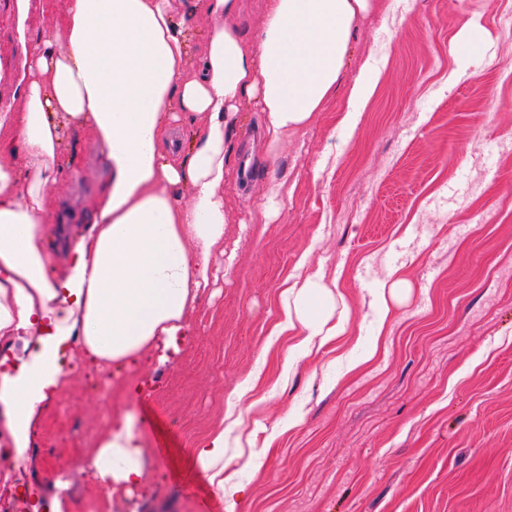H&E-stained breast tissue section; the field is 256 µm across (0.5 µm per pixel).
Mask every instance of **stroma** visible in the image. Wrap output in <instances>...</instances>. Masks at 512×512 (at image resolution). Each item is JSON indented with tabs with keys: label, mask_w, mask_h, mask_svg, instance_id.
Returning a JSON list of instances; mask_svg holds the SVG:
<instances>
[{
	"label": "stroma",
	"mask_w": 512,
	"mask_h": 512,
	"mask_svg": "<svg viewBox=\"0 0 512 512\" xmlns=\"http://www.w3.org/2000/svg\"><path fill=\"white\" fill-rule=\"evenodd\" d=\"M512 0H399L361 19L336 94L278 145L261 112L238 117L224 182L228 222L211 255L212 288L179 351L147 355L139 393L78 368L42 413L20 467L45 497L82 470L110 412L128 416L145 480L112 512H512ZM478 16L482 62L451 51ZM373 97L342 127L354 79ZM255 178L239 159L248 131ZM69 180L57 193L84 217L107 170L68 128ZM278 188L280 210L264 205ZM324 270L346 331L320 350L276 336L284 278ZM411 288L383 309L393 276ZM224 430V462L246 495L218 493L193 450Z\"/></svg>",
	"instance_id": "obj_1"
}]
</instances>
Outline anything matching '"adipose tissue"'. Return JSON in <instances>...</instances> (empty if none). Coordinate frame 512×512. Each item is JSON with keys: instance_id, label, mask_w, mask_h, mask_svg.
<instances>
[{"instance_id": "ef3b65f1", "label": "adipose tissue", "mask_w": 512, "mask_h": 512, "mask_svg": "<svg viewBox=\"0 0 512 512\" xmlns=\"http://www.w3.org/2000/svg\"><path fill=\"white\" fill-rule=\"evenodd\" d=\"M34 0H15L24 56L0 100V344L20 346L0 369V458L22 455L32 422L73 376L74 357L123 367L157 345L174 348L187 311L211 286V250L224 240V181L234 117L252 104L271 144L320 111L375 0H265L252 43L238 0H206L212 33L186 77L189 0H66L41 32ZM92 138L109 178L88 225L49 245L68 171L63 129ZM22 164H15V157ZM192 200L182 203L181 191ZM283 330L332 338L336 294L323 274L283 291ZM91 461L100 487L144 479L139 442L115 422Z\"/></svg>"}]
</instances>
